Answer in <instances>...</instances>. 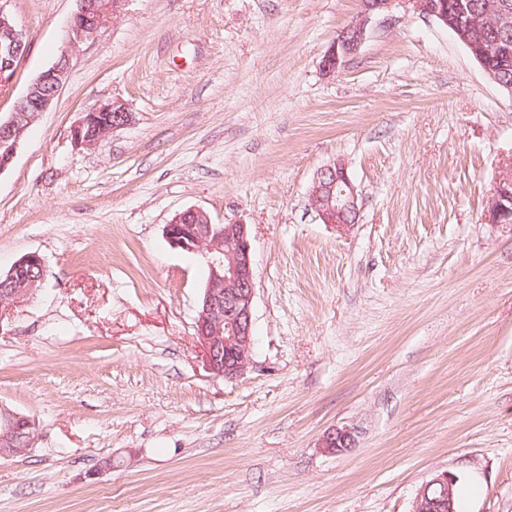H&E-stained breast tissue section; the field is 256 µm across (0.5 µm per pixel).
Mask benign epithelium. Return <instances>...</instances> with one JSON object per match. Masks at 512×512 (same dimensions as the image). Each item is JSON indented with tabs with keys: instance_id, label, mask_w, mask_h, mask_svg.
<instances>
[{
	"instance_id": "benign-epithelium-1",
	"label": "benign epithelium",
	"mask_w": 512,
	"mask_h": 512,
	"mask_svg": "<svg viewBox=\"0 0 512 512\" xmlns=\"http://www.w3.org/2000/svg\"><path fill=\"white\" fill-rule=\"evenodd\" d=\"M10 0H0V93L12 83L15 62L26 51V42L8 9ZM68 42L51 67L43 71L17 100L13 112L0 118V143H8L0 155V172L13 161L25 131L47 111L66 84L72 49L92 38L112 17L119 14L126 0H77ZM399 0H361L356 19L343 28L325 51L321 69L334 77L355 55L366 39L373 20L392 13ZM419 15L432 18L450 30L477 60L487 77L512 93V83H504L500 73L512 68V11L497 0H487L482 13L452 8L449 0H406ZM492 27L499 34L494 43H485L476 34L480 26ZM115 113V120L104 134L127 125L132 113L120 99L108 101L97 111ZM322 223L344 231L356 223L358 191L342 159H332L320 166L309 191ZM484 221L489 224H512V177L496 183ZM169 245L185 252L203 255L210 277L196 317V337L207 371L215 377L232 380L249 364L253 337V312L256 296L253 253L248 225L231 223L217 229L210 215L189 208L176 213L164 227ZM38 279L25 281L0 305L19 304L27 300ZM35 419L0 404V460H9L24 452L14 447L19 439L32 444ZM354 444L348 429H334L323 436L321 447L341 452ZM459 477L448 471L433 474L417 489L411 512H456L455 487Z\"/></svg>"
}]
</instances>
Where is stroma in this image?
Masks as SVG:
<instances>
[{"mask_svg":"<svg viewBox=\"0 0 512 512\" xmlns=\"http://www.w3.org/2000/svg\"><path fill=\"white\" fill-rule=\"evenodd\" d=\"M77 0H10L27 49L0 116L57 59ZM360 0H128L0 172V403L32 416L0 461V512H410L459 477L458 512H512V93L447 28L396 5L335 77L321 59ZM121 99L92 148L72 130ZM343 159L345 233L309 199ZM189 208L251 232L250 364L203 365L208 278L172 248ZM347 427L355 444L320 448ZM102 110L105 112H100ZM93 112L94 113L91 114L92 118L88 123V118L84 117L73 130V140L77 146L91 148L97 143L95 141H91L90 139H97L100 133L103 131L104 127H107L111 122L112 124L104 129L102 135H107L111 131L127 125L132 120V113L128 111L126 104L120 99H113L112 101H108L100 105ZM112 112H116L114 115L115 120L113 121ZM83 129L85 137L83 136ZM484 221L489 224H512V177L496 183ZM29 258L32 259V263L34 265H37L40 268V270H41L40 275L36 279L27 280L22 285H19V287L17 286V289L14 292H12L11 294H9L7 296H1V298H0L1 306L4 303L11 304V305L23 303L24 301L27 300L28 295L35 287L37 281L44 279L43 263L40 260L39 256L34 253V254H30ZM459 477L448 471L433 474L417 489L410 512H456L455 487Z\"/></svg>","mask_w":512,"mask_h":512,"instance_id":"1","label":"stroma"}]
</instances>
